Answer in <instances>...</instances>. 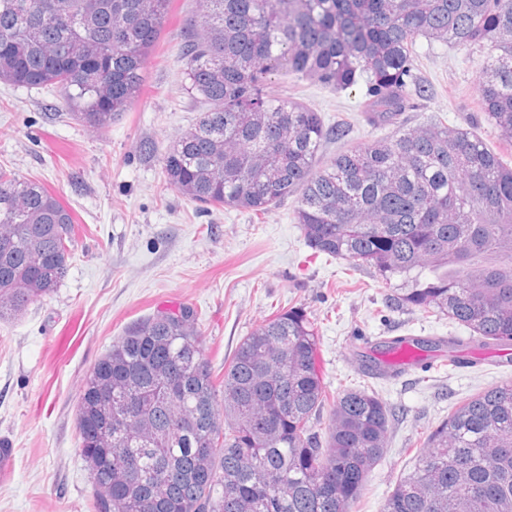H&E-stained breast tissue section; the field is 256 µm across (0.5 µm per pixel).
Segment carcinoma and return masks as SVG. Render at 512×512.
Instances as JSON below:
<instances>
[{
    "instance_id": "carcinoma-1",
    "label": "carcinoma",
    "mask_w": 512,
    "mask_h": 512,
    "mask_svg": "<svg viewBox=\"0 0 512 512\" xmlns=\"http://www.w3.org/2000/svg\"><path fill=\"white\" fill-rule=\"evenodd\" d=\"M169 0H0V81L55 90L96 130L145 81ZM181 53L205 104L162 157L168 186L207 208L266 213L298 195L318 254L403 281V308L512 342V165L470 128L407 127L417 41L486 50L480 108L512 143V0H195ZM342 92L391 136L320 162L319 112L267 92L271 76ZM74 219L38 182L0 168V322L53 293ZM318 329L300 307L243 337L222 379L197 310L132 322L83 384L79 452L93 512H352L387 448L376 394L329 397ZM329 409L321 430L320 417ZM382 512H512V383L460 404Z\"/></svg>"
}]
</instances>
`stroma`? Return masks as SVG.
<instances>
[{
	"label": "stroma",
	"instance_id": "35a3bbf8",
	"mask_svg": "<svg viewBox=\"0 0 512 512\" xmlns=\"http://www.w3.org/2000/svg\"><path fill=\"white\" fill-rule=\"evenodd\" d=\"M193 0H170L164 32L145 65L132 108L105 132L71 116L57 93L0 81V166L39 181L76 219L73 257L57 290L0 323V444L10 448L0 480V512H90L92 487L78 452L83 381L125 327L158 309L186 303L200 314L205 352L223 372L239 341L277 312L304 308L319 331L323 380L330 393L361 388L390 407L383 457L356 512H382L401 477L413 470L427 436L463 401L512 382V353L467 370L438 363L440 338L471 349L464 326L396 303L398 286L373 269L314 255L294 222L296 196L268 213L206 212L166 187L161 156L201 106L185 90L178 54ZM484 51L420 40L417 74L427 88L405 112L407 126L439 116L475 127L490 143L495 128L478 103ZM322 113L325 156L390 135L361 114L359 88L335 93L306 79L284 83ZM151 143V152L141 143ZM512 160V145L499 144ZM394 336L431 342L427 365L387 378L363 359Z\"/></svg>",
	"mask_w": 512,
	"mask_h": 512
}]
</instances>
